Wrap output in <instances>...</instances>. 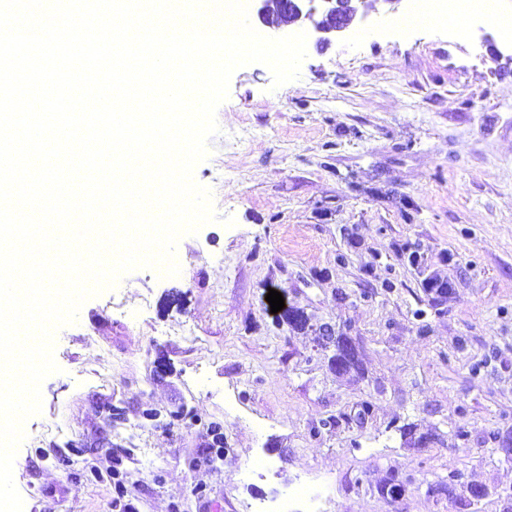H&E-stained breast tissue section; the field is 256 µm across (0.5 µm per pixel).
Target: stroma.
<instances>
[{
    "label": "stroma",
    "instance_id": "stroma-1",
    "mask_svg": "<svg viewBox=\"0 0 512 512\" xmlns=\"http://www.w3.org/2000/svg\"><path fill=\"white\" fill-rule=\"evenodd\" d=\"M409 7L308 34L288 89L234 71L193 172L216 219L179 238V275L137 268L55 333L15 456L23 512L512 506V42L487 21L401 32ZM325 323L361 373L336 374ZM395 476L413 484L393 502Z\"/></svg>",
    "mask_w": 512,
    "mask_h": 512
}]
</instances>
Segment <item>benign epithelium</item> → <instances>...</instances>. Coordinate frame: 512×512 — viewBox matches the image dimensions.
I'll use <instances>...</instances> for the list:
<instances>
[{
  "label": "benign epithelium",
  "instance_id": "7a95c632",
  "mask_svg": "<svg viewBox=\"0 0 512 512\" xmlns=\"http://www.w3.org/2000/svg\"><path fill=\"white\" fill-rule=\"evenodd\" d=\"M257 17L277 33L288 34L296 26L307 24L321 33V44L331 37L346 34L356 24L365 0H349V10H341L339 0H256Z\"/></svg>",
  "mask_w": 512,
  "mask_h": 512
}]
</instances>
